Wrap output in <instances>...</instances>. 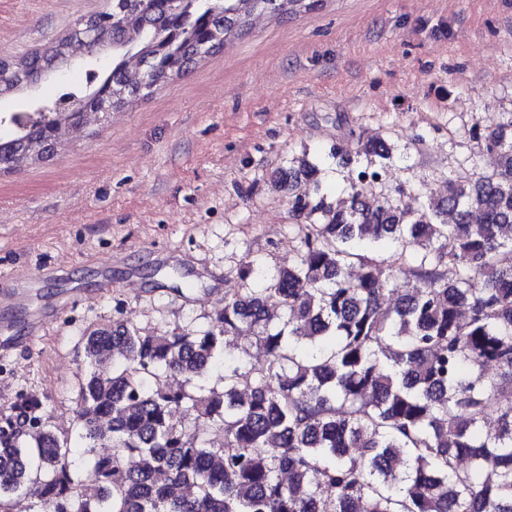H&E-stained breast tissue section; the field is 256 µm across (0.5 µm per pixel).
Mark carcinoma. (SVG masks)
Returning a JSON list of instances; mask_svg holds the SVG:
<instances>
[{"label":"carcinoma","mask_w":512,"mask_h":512,"mask_svg":"<svg viewBox=\"0 0 512 512\" xmlns=\"http://www.w3.org/2000/svg\"><path fill=\"white\" fill-rule=\"evenodd\" d=\"M322 6L112 0L94 16L112 71L90 80L112 85L108 111L119 112L254 18ZM77 41L8 62L48 66ZM101 113L0 117L4 168L44 160V142L62 145ZM470 137L496 163L448 177L440 199L374 196L392 159L383 138L358 144L367 165L344 198L320 193L306 161L276 180L299 221L293 265L224 292L203 329L144 333L122 318L83 337L73 403L89 463L38 397L0 406V512L21 498L36 500L29 512H512V112ZM219 365L220 385L206 386ZM211 427L224 446H208ZM104 442L112 452L93 453Z\"/></svg>","instance_id":"1"}]
</instances>
